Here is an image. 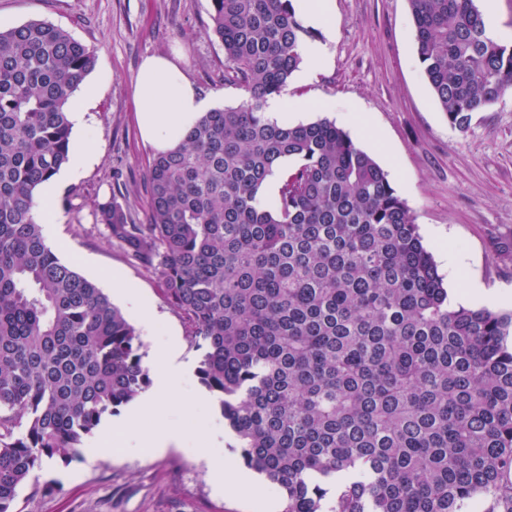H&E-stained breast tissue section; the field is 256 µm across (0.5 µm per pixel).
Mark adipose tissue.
<instances>
[{"label":"adipose tissue","mask_w":512,"mask_h":512,"mask_svg":"<svg viewBox=\"0 0 512 512\" xmlns=\"http://www.w3.org/2000/svg\"><path fill=\"white\" fill-rule=\"evenodd\" d=\"M134 96L141 135L159 153L179 146L210 107L209 99L185 71L163 53L142 61L134 80ZM156 359L161 369L154 385L116 424L114 447L121 451L142 448L162 452L180 446L188 437L195 447H212L220 437L219 431L199 433L191 422L173 424L167 419L171 399L191 373L188 364L180 359L178 341L170 340Z\"/></svg>","instance_id":"obj_1"}]
</instances>
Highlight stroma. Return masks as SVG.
Instances as JSON below:
<instances>
[{"instance_id": "35a3bbf8", "label": "stroma", "mask_w": 512, "mask_h": 512, "mask_svg": "<svg viewBox=\"0 0 512 512\" xmlns=\"http://www.w3.org/2000/svg\"><path fill=\"white\" fill-rule=\"evenodd\" d=\"M331 24L321 29L330 63L309 77L294 74L288 86L289 121L326 117L346 127L362 114L378 132L358 145L388 173L413 210L452 301L471 306L463 286L472 278L503 294L498 308L512 309V264L495 263L499 243L512 242V93L474 113L468 129L451 127L438 107L416 53L407 0H331ZM42 20L69 31L94 50L89 77L99 90L87 105L84 134L94 156L77 178L63 183L55 201L56 236L51 247L83 276L104 284L119 274L151 302L158 322L145 336L147 357L177 337L183 360L199 364L189 325L169 305L157 278L112 242L99 204L120 203L132 223L149 221V169L155 155L140 134L133 82L142 60L178 54L179 65L214 106H232L240 92L224 83V50L211 32L210 0H0V29ZM335 100L326 113L313 104ZM199 380L170 405L172 419L190 417L206 429L221 422L213 404L197 400ZM93 463L50 461L39 473L48 494L23 485L15 512H261L254 503L214 491L206 457L192 445L154 455L113 453L98 434Z\"/></svg>"}]
</instances>
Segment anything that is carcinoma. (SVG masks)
I'll return each instance as SVG.
<instances>
[{
    "mask_svg": "<svg viewBox=\"0 0 512 512\" xmlns=\"http://www.w3.org/2000/svg\"><path fill=\"white\" fill-rule=\"evenodd\" d=\"M235 106L154 156L150 215L99 206L204 350L197 374L281 512H512V311L451 302L416 217L336 122L266 115L317 32L293 0H210ZM448 124L512 92L475 0H408ZM96 64L66 30H0V512L152 383L145 343L33 216ZM277 178L276 191L263 196Z\"/></svg>",
    "mask_w": 512,
    "mask_h": 512,
    "instance_id": "1",
    "label": "carcinoma"
}]
</instances>
